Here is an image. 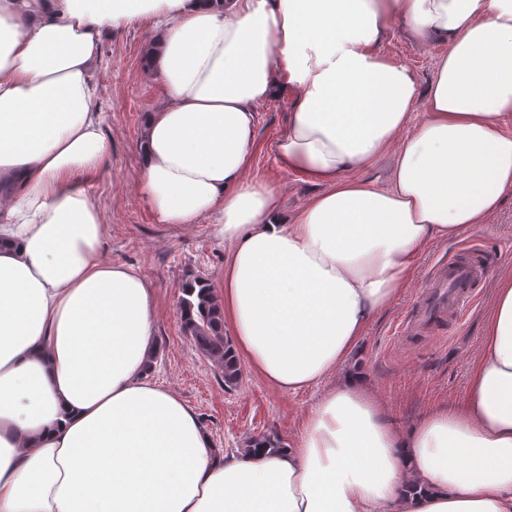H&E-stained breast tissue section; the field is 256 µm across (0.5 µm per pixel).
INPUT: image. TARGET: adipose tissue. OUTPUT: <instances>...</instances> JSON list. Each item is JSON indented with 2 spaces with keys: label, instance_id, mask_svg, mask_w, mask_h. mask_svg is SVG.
Returning a JSON list of instances; mask_svg holds the SVG:
<instances>
[{
  "label": "adipose tissue",
  "instance_id": "ef3b65f1",
  "mask_svg": "<svg viewBox=\"0 0 512 512\" xmlns=\"http://www.w3.org/2000/svg\"><path fill=\"white\" fill-rule=\"evenodd\" d=\"M140 19L169 97L140 142L148 208L214 217L238 361L279 391L325 387L276 452H220L150 379L155 284L105 258L81 186L112 158L102 44ZM401 26L445 45L427 92L378 50ZM284 81L277 160L323 187L291 222L245 178ZM511 115L512 0H0V512H512V269L462 401L406 429L347 366L425 248L512 195ZM390 150L391 188L356 178Z\"/></svg>",
  "mask_w": 512,
  "mask_h": 512
}]
</instances>
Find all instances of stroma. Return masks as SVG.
Listing matches in <instances>:
<instances>
[{
	"label": "stroma",
	"mask_w": 512,
	"mask_h": 512,
	"mask_svg": "<svg viewBox=\"0 0 512 512\" xmlns=\"http://www.w3.org/2000/svg\"><path fill=\"white\" fill-rule=\"evenodd\" d=\"M151 37L149 22L136 21L105 41L94 73L104 112L103 131L112 143V161L103 174L86 181L107 227L103 245L107 259L136 267L157 286L155 318L158 342L151 378L175 391L191 405L211 432L217 447H243L252 436L276 432L287 444L302 433L320 390L297 393L270 387L249 368H242L235 386L224 383L211 360L198 351L181 329L179 286L189 273L216 280L224 272L226 250L211 234L209 218L187 226L158 223L140 189L139 150L145 116L166 106L169 99L154 73L145 71L142 56ZM380 53L407 65L420 89H427L442 57V47L398 32L384 41ZM294 101L290 85L258 108V133L249 178L274 185L282 200V214L294 217L318 194L320 185L283 169L276 145L285 131ZM477 245L491 261L490 273L512 267V196L490 215L485 226L452 242H435L426 249L413 279L388 310L369 326L358 361L371 390L400 425H411L431 406L461 400L467 392L471 364L481 350L484 316L493 284L485 282L481 299L465 325L453 335L439 332L420 340L399 336L400 322L416 307L435 265L467 258Z\"/></svg>",
	"instance_id": "1"
}]
</instances>
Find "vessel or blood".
<instances>
[{"label": "vessel or blood", "instance_id": "b4317fda", "mask_svg": "<svg viewBox=\"0 0 512 512\" xmlns=\"http://www.w3.org/2000/svg\"><path fill=\"white\" fill-rule=\"evenodd\" d=\"M489 266L483 261H451L434 267L415 313L399 325L403 336L430 333L440 323L456 326L475 301V286L485 281Z\"/></svg>", "mask_w": 512, "mask_h": 512}]
</instances>
